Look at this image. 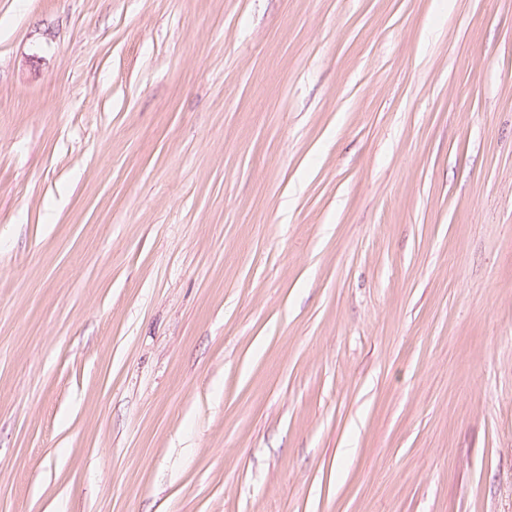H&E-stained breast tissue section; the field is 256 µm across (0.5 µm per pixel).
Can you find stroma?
I'll use <instances>...</instances> for the list:
<instances>
[{
    "label": "stroma",
    "instance_id": "1",
    "mask_svg": "<svg viewBox=\"0 0 512 512\" xmlns=\"http://www.w3.org/2000/svg\"><path fill=\"white\" fill-rule=\"evenodd\" d=\"M0 512H512V0H0Z\"/></svg>",
    "mask_w": 512,
    "mask_h": 512
}]
</instances>
